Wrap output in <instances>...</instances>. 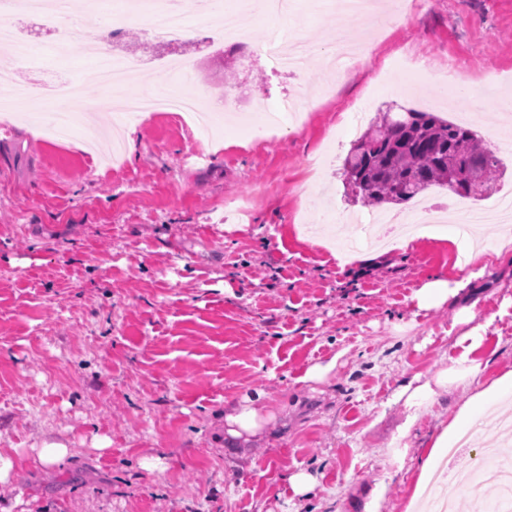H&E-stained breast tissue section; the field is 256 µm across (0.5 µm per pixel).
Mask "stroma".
<instances>
[{"label": "stroma", "instance_id": "35a3bbf8", "mask_svg": "<svg viewBox=\"0 0 512 512\" xmlns=\"http://www.w3.org/2000/svg\"><path fill=\"white\" fill-rule=\"evenodd\" d=\"M338 0H301L292 24L240 9L237 42L208 43L204 29L181 42L143 47L127 28L126 54L154 64L128 75L131 94L166 79L169 57L188 62L189 92L228 97L221 138L186 130L172 114L130 118L132 151L113 160L92 147L96 121L67 135L53 108L0 110V448L55 442L71 454L46 473L27 460L0 495L12 512H405L425 451L475 386L512 370V243L479 280L473 385H459L407 422L397 390L428 379L458 350L448 332L456 303L417 310L432 279H460L450 243L455 223L430 225L408 247L383 223L415 201L367 207L353 201L343 160L388 105L435 113L476 130L487 149L512 137L500 103L512 97V0H426L412 19L378 25L351 78L327 90L328 60L301 75L276 73L261 52L286 29L325 41ZM97 30L84 26L70 62L31 59L6 72L43 87L52 69L78 82ZM452 57L496 73L494 91L461 105ZM444 75L410 86L405 66ZM317 99L274 134L264 112L289 95ZM203 149L207 165L191 166ZM333 363L323 381L311 366ZM262 390L275 419L261 437L224 439V411ZM408 435H401L403 423ZM160 458L148 470L141 461ZM319 480L310 497L288 478Z\"/></svg>", "mask_w": 512, "mask_h": 512}]
</instances>
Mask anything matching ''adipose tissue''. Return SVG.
Wrapping results in <instances>:
<instances>
[{
    "label": "adipose tissue",
    "mask_w": 512,
    "mask_h": 512,
    "mask_svg": "<svg viewBox=\"0 0 512 512\" xmlns=\"http://www.w3.org/2000/svg\"><path fill=\"white\" fill-rule=\"evenodd\" d=\"M483 253L472 250L464 254L463 264L469 269L468 275L455 283H448L442 278L433 279L415 291L413 299L417 309L429 310L448 303L452 299L462 302L456 318L455 326L460 333L454 338L455 346L460 347V354L452 358L448 367L432 379L417 381L399 391L405 399L407 408H419L429 404L445 391L458 384L474 378L479 372V366L471 354L483 340L485 324L476 320L473 305L467 304L466 299L474 282L481 278L480 268L484 263ZM512 395V370L505 372L490 385L476 390L460 407L457 414L449 422L442 433L436 437L422 467L416 488L424 490L431 471L439 464L447 448H450L458 435L474 423L479 422L487 403ZM268 420L266 407L260 399L245 395L224 412V436L231 443H245L259 436Z\"/></svg>",
    "instance_id": "adipose-tissue-1"
}]
</instances>
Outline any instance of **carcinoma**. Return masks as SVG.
<instances>
[{
    "instance_id": "carcinoma-1",
    "label": "carcinoma",
    "mask_w": 512,
    "mask_h": 512,
    "mask_svg": "<svg viewBox=\"0 0 512 512\" xmlns=\"http://www.w3.org/2000/svg\"><path fill=\"white\" fill-rule=\"evenodd\" d=\"M500 167L471 128L403 108L383 113L352 145L343 176L354 199L373 206L412 200L432 186L482 196Z\"/></svg>"
}]
</instances>
